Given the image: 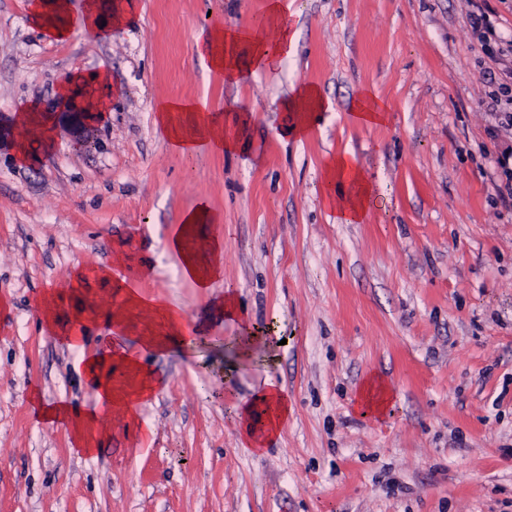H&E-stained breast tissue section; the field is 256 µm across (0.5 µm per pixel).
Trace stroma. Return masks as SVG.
Segmentation results:
<instances>
[{
	"label": "stroma",
	"instance_id": "35a3bbf8",
	"mask_svg": "<svg viewBox=\"0 0 512 512\" xmlns=\"http://www.w3.org/2000/svg\"><path fill=\"white\" fill-rule=\"evenodd\" d=\"M31 0H0V121L19 101L51 106L63 77L104 100L84 149L66 131L32 136L28 163L0 143V512H512V211L497 196L512 129L488 111L497 66L468 0H287L289 55L239 85L202 61L217 26L273 23L265 0H98L107 37L55 41ZM106 73L108 84L97 77ZM316 85L330 108L292 131L283 103ZM369 94L387 122L349 112ZM206 103L238 132L235 151H173L158 102ZM345 154L377 187L369 219L340 224L323 168ZM206 203L195 246L224 275L203 293L163 243ZM107 267L200 327L194 349L142 350L161 379L137 422L108 412L99 449L37 423L32 392L85 413L97 405L77 352L43 327L38 300L67 322L98 311L86 346L114 341ZM234 290L270 359L237 355L240 324L217 301ZM384 378L385 414L363 415ZM293 413L263 451L241 440L234 405L267 384ZM390 393L387 384L383 379H370L362 391L359 400V407L365 414H383L390 403Z\"/></svg>",
	"mask_w": 512,
	"mask_h": 512
}]
</instances>
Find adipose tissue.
Segmentation results:
<instances>
[{
	"label": "adipose tissue",
	"instance_id": "1",
	"mask_svg": "<svg viewBox=\"0 0 512 512\" xmlns=\"http://www.w3.org/2000/svg\"><path fill=\"white\" fill-rule=\"evenodd\" d=\"M31 17L48 38L56 41L65 40L76 27L91 31L100 28L97 0H87L84 11L75 17L70 16L65 0H33ZM243 42L253 46L250 63L246 66L241 65L237 54V48ZM198 53L208 57L213 70L228 83L240 82L245 73H258L270 61L266 34L261 29L214 28L207 42L199 46ZM155 124L172 147L182 153H193L205 147L231 151L239 144L237 133L225 129L211 109L190 99L159 102L155 108ZM323 178L325 200L335 210L337 222H366L375 195L374 185L366 172L348 156L339 155L326 164ZM216 220V215L206 204H199L181 215L165 241V249L176 257L182 276L204 293L223 272L224 247L222 242H213L214 259L205 264L201 262L192 239L198 225L212 224ZM116 293L122 298V307L112 315L113 326L125 328L124 311L133 308L159 322L166 330L162 336L150 333L140 336L143 348L163 351L172 342L191 347L199 341L197 329L187 321L181 309L144 297L127 282L117 285ZM94 315V306L78 309L70 327L63 330L61 339L71 349L82 352L83 370L97 398L119 408L127 419L136 420L140 405L153 396L159 382L151 371L143 368L138 356L126 348L106 345L94 352L83 353L85 325ZM115 362L121 363L134 376L135 381L128 388L119 390L113 386L109 369ZM32 410L39 423L71 428L84 452H95L94 432L99 424L96 414L80 415L72 412L65 402L45 403L37 397L32 400ZM291 413L287 396L272 384L256 390L250 399L235 407L240 435L258 450L278 436Z\"/></svg>",
	"mask_w": 512,
	"mask_h": 512
}]
</instances>
